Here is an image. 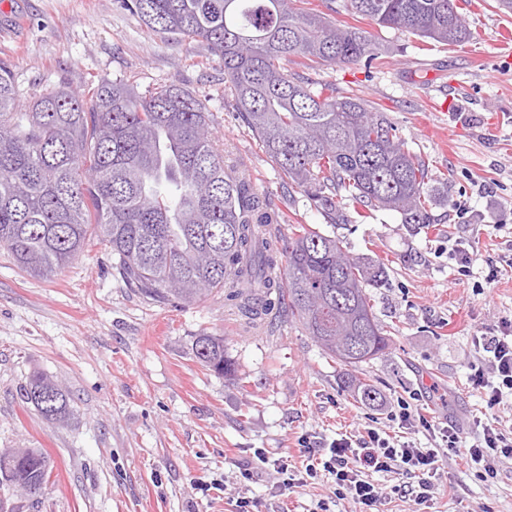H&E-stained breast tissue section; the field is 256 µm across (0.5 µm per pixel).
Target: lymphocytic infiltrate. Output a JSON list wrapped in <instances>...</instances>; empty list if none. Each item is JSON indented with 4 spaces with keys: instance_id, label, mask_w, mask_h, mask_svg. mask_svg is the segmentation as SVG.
Instances as JSON below:
<instances>
[{
    "instance_id": "f902f5d3",
    "label": "lymphocytic infiltrate",
    "mask_w": 512,
    "mask_h": 512,
    "mask_svg": "<svg viewBox=\"0 0 512 512\" xmlns=\"http://www.w3.org/2000/svg\"><path fill=\"white\" fill-rule=\"evenodd\" d=\"M477 342L491 355L490 370L475 369L470 376L477 391L493 414L512 410V323L504 324L500 334L478 337ZM482 436L477 444L466 450L471 464L480 466V478H496L497 473L483 467L485 456L495 454L512 458V433L502 431L498 423L481 425ZM308 462L302 474L317 478L325 473L333 477L334 494L350 498L363 512H383L386 498L368 476L372 473L402 471L411 477L406 494L411 498L414 512H428L433 499L434 478L439 459L435 449L418 447L412 441H398L369 428L351 437L332 441L328 447L314 448L305 443Z\"/></svg>"
}]
</instances>
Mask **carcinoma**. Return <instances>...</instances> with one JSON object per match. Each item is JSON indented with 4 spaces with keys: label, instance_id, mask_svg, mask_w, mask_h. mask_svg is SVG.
<instances>
[{
    "label": "carcinoma",
    "instance_id": "cac0c4a2",
    "mask_svg": "<svg viewBox=\"0 0 512 512\" xmlns=\"http://www.w3.org/2000/svg\"><path fill=\"white\" fill-rule=\"evenodd\" d=\"M292 2L132 0L147 28L203 42L224 63V95L234 110L288 182L315 191L331 223L346 221L348 207L394 211L420 229L435 223L428 165L385 113L356 95L317 90L285 68L296 56L353 63L375 55L377 43ZM344 7L438 43L473 38L466 20L454 21L457 0H344ZM210 123L211 113L184 88L143 95L118 78L86 94L50 88L25 105L10 64L0 60V247L19 269L43 276L71 262L93 235L149 301L193 303L227 288L256 320L275 289L336 363L382 356L391 338L368 289L386 285L385 265L301 225L283 242L285 286L277 285L262 237L273 217L250 179L224 167ZM195 354L215 374L234 376L223 339L197 337ZM344 385L363 403L380 398L373 384L352 376ZM24 398L49 421L71 414L68 392L44 373L31 376ZM50 477L41 448L0 454L1 484Z\"/></svg>",
    "mask_w": 512,
    "mask_h": 512
}]
</instances>
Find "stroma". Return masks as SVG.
I'll return each instance as SVG.
<instances>
[{"instance_id":"stroma-1","label":"stroma","mask_w":512,"mask_h":512,"mask_svg":"<svg viewBox=\"0 0 512 512\" xmlns=\"http://www.w3.org/2000/svg\"><path fill=\"white\" fill-rule=\"evenodd\" d=\"M466 19L472 41L448 46L375 25L346 12L339 26L370 32L380 52L351 64L292 58L289 72L333 85L384 112L432 176L435 224L421 230L379 210L330 223L321 203L290 186L224 97V65L201 42L148 30L132 0H0V59L10 63L19 98L32 101L60 84L84 94L98 80L122 78L144 93L186 88L212 113L210 137L224 163L249 176L277 215L268 231L288 237L306 224L343 240L348 251L381 260L385 287L374 311L390 326L381 358L354 370L326 358L287 311L271 306L253 322L225 295L191 305H158L127 288L105 247L88 242L44 276L21 271L0 247V452L41 448L52 467L38 512H231L237 495L258 512H359L321 475L294 492L276 491L272 459L304 469L301 440L329 444L370 427L433 447L426 431L390 419L398 402L433 424L453 423L477 443L476 418L490 412L470 386L487 366L474 338L512 319V268L487 280L496 225L512 230V47L500 33L512 14L482 0ZM473 255L459 270L448 252ZM223 338L234 379L195 356V339ZM71 398L67 421H46L23 394L33 372ZM370 379L383 404L369 407L342 387L346 372ZM266 451L261 463L256 449ZM432 512H512V458L489 457L484 482L464 448L438 450ZM249 465L253 482L239 485Z\"/></svg>"}]
</instances>
